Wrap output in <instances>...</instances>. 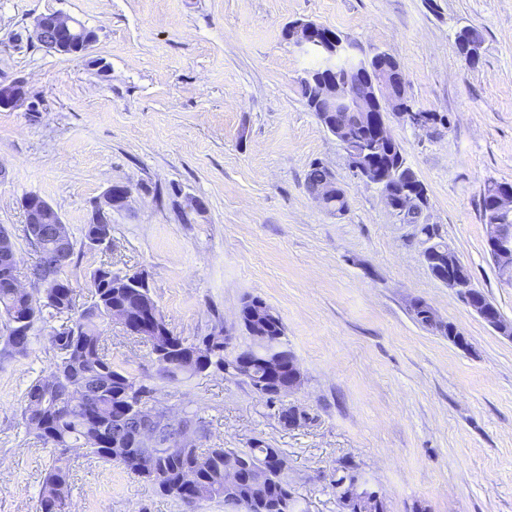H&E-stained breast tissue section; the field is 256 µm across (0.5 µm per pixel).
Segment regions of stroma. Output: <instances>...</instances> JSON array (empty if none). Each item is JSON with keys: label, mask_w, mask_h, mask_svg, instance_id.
I'll list each match as a JSON object with an SVG mask.
<instances>
[{"label": "stroma", "mask_w": 512, "mask_h": 512, "mask_svg": "<svg viewBox=\"0 0 512 512\" xmlns=\"http://www.w3.org/2000/svg\"><path fill=\"white\" fill-rule=\"evenodd\" d=\"M54 12L95 31L86 55L31 39L33 19ZM296 19L358 53H388L410 103L446 116L427 132L400 118L390 126L427 189L426 222L512 320V286L489 258L480 206L488 182H512V0H0V78L25 80L36 105L0 110V227L18 277L33 288L21 201L36 195L71 233L77 303L100 264L141 273L174 335L192 341L220 327L234 353L250 343L243 299L264 300L302 372L284 399L309 414L300 427H283L244 379H157L149 346L120 324L106 329L105 351L130 376L153 378L160 405L200 412L198 447L260 439L280 449L301 512H341L335 486L347 465L388 512H512V341L430 274L414 225L354 178L300 94L317 59L285 38ZM464 27L483 36L473 65L455 45ZM315 163L346 187L342 216L308 193ZM115 184L132 196L112 214V247L89 248L81 229ZM176 188L204 211L183 214ZM415 298L468 348L416 324ZM51 362L42 338L23 355L0 350V512H40L52 455L19 413ZM71 512L180 507L122 466L81 458Z\"/></svg>", "instance_id": "stroma-1"}]
</instances>
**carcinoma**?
<instances>
[{
    "instance_id": "cac0c4a2",
    "label": "carcinoma",
    "mask_w": 512,
    "mask_h": 512,
    "mask_svg": "<svg viewBox=\"0 0 512 512\" xmlns=\"http://www.w3.org/2000/svg\"><path fill=\"white\" fill-rule=\"evenodd\" d=\"M349 63L338 59L325 69L315 66L310 73L324 81L342 82L350 76ZM329 170L311 166L306 176L308 192L313 193L327 181ZM428 200L409 214L408 223L417 227L420 240L439 236L438 226L422 222ZM36 254L54 265H33L31 275L39 285L35 291L11 287L14 279L12 247L0 248V339L4 349L25 354L32 343L36 326L50 325L47 336L52 353L50 371L34 379L24 396L20 424L42 445L51 449L54 459L40 490L41 512H69L71 464L69 449L81 448L99 461L121 464L133 469L131 459L142 458L146 467L140 477L151 482L164 495L182 503L179 487L182 477L194 472L200 487L199 503L224 504L227 512L245 503L250 512H299L298 502L285 474L275 467L281 456L262 440L247 449H201L195 443L183 444L181 430L157 429L156 443L147 446L139 433V417L155 399L156 388L136 380L112 363L104 347L105 327L112 324L115 304L133 306L138 298H149L148 288H117L127 276L101 264L90 275V300L79 306L69 293L55 299L53 289L72 288L65 276L71 264L74 243L61 248L48 237L26 232ZM59 321V327L51 323ZM158 334L148 337L159 378L180 382L207 372L225 369L233 363L225 354L223 331L213 332L195 342L175 336L164 319L157 324ZM184 427L201 434L206 421L198 412L187 411L181 417ZM236 468L240 482L233 490L225 482V472Z\"/></svg>"
}]
</instances>
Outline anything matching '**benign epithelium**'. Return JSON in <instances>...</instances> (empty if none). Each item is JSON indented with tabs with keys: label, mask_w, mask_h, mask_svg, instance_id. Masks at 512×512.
I'll return each instance as SVG.
<instances>
[{
	"label": "benign epithelium",
	"mask_w": 512,
	"mask_h": 512,
	"mask_svg": "<svg viewBox=\"0 0 512 512\" xmlns=\"http://www.w3.org/2000/svg\"><path fill=\"white\" fill-rule=\"evenodd\" d=\"M85 31V25L78 19L64 13H50L36 17L32 24L33 38L38 44L60 55L69 54L70 44L79 33ZM286 39L302 52L316 49L320 52L324 65L328 66L336 57L351 53L346 42L339 39L336 32L311 21L296 20L285 29ZM316 100L329 112H356L358 118L369 122L373 128L375 143L384 145L395 141L389 125V116H399L418 130H427L433 126L429 113L415 110L408 105L395 103L393 88L383 76L373 78L365 94L348 96L336 86L318 92ZM33 107L28 101L26 84L22 79H0V109H16L23 105ZM331 134L340 143L347 154L349 166L354 177L361 183L379 189L387 207L401 223H406L407 214L413 211L419 196L408 190L398 197L391 196L386 183L393 172L378 170L372 161L370 151H356L351 145V125L347 120L336 124ZM490 214L496 215L505 210L512 211V183L495 181L491 184ZM26 229L34 228L41 234H51L60 245L71 240L68 226L59 214L48 204L34 205V199L26 198L22 203ZM113 188H108L102 200L94 203L91 223H112ZM488 254L501 273L503 282L512 286V225H485ZM453 250L439 244L433 238L422 244L421 256L430 273L448 288L454 290L485 323L501 336L512 340V320L506 319L499 308L485 295L477 292L465 266L452 257ZM125 331L133 336H144L153 329L157 319V304L150 299L138 306L130 314L118 315ZM264 369V381L256 386L270 383L279 390V397L286 396L298 388L301 372L298 363L288 361L281 354V347L275 341L262 338L250 348L248 357L236 364L235 373L246 380L253 376V366ZM149 419L153 423L175 425L179 417L167 408L152 405ZM339 501L345 512H373L380 506L382 498L376 494L337 484Z\"/></svg>",
	"instance_id": "benign-epithelium-1"
}]
</instances>
